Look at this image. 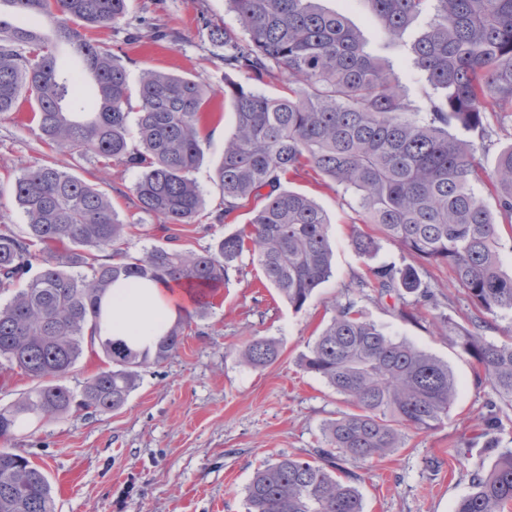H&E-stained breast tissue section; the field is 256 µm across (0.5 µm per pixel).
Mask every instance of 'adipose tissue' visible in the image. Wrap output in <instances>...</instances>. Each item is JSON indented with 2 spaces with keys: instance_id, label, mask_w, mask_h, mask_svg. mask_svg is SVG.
Instances as JSON below:
<instances>
[{
  "instance_id": "obj_1",
  "label": "adipose tissue",
  "mask_w": 512,
  "mask_h": 512,
  "mask_svg": "<svg viewBox=\"0 0 512 512\" xmlns=\"http://www.w3.org/2000/svg\"><path fill=\"white\" fill-rule=\"evenodd\" d=\"M104 307L113 337L138 348L153 345L178 315L169 290L158 281L117 284Z\"/></svg>"
}]
</instances>
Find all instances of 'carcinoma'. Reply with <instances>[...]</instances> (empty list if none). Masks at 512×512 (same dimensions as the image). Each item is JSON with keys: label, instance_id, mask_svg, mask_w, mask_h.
Returning a JSON list of instances; mask_svg holds the SVG:
<instances>
[{"label": "carcinoma", "instance_id": "1", "mask_svg": "<svg viewBox=\"0 0 512 512\" xmlns=\"http://www.w3.org/2000/svg\"><path fill=\"white\" fill-rule=\"evenodd\" d=\"M28 18L15 25L0 15V113L13 110L22 91L34 100L33 119L45 143L63 155L110 161L138 172L137 209L161 224H195L205 207L193 172L204 156L202 126L220 118L216 92L199 78L145 69L131 90L126 68L81 30L114 25L128 0H0ZM385 46L430 15L408 66L421 82L410 97L401 74L384 56L366 50L345 16L318 0H226L242 35L210 24L224 45V77L235 128L224 140L214 181L227 221L253 199L260 203L244 227L201 250L125 247L130 221L110 197L52 166H28L12 196L26 224L17 233L0 225V359L35 385L0 407V439L26 424L73 409L107 414L121 409L140 382L139 369L166 361L186 327L203 318L210 291L224 284L247 253L266 282L300 311L332 274L329 218L306 194L284 187L304 168L351 196L360 220L412 259L372 271L307 346L301 366L322 378L354 408L322 427L324 447L303 460L291 455L256 469L245 488L247 512H364L363 495L342 478L348 461L383 458L402 446L405 432L427 433L450 418L455 377L414 344L387 335L357 306L368 287L410 306L436 310L439 301L415 262L444 264L472 305L469 326L433 316L454 331L474 359L493 397L479 414L487 448L498 447L502 407L512 409V340H487L485 315H512V273L501 268L496 224H512V146L487 173L481 147L512 118V0H363ZM68 42L84 70L58 68L43 21ZM278 76L275 96L251 82ZM487 180L495 209L474 185ZM369 256L378 241L353 239ZM109 249L107 258L99 253ZM160 280L189 293L194 310L179 317L153 347L137 349L102 333L101 303L118 281ZM106 368L74 390L61 379L86 349ZM278 344L254 338L242 364L262 369L279 357ZM512 503V449L473 477L455 512H504ZM0 512H54L51 484L27 457L0 449Z\"/></svg>", "mask_w": 512, "mask_h": 512}]
</instances>
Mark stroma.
I'll return each mask as SVG.
<instances>
[{"mask_svg":"<svg viewBox=\"0 0 512 512\" xmlns=\"http://www.w3.org/2000/svg\"><path fill=\"white\" fill-rule=\"evenodd\" d=\"M322 8L344 14L371 51L385 52L403 65L421 33L409 26L401 45L385 49L377 22L361 0H320ZM238 31L225 0H129L125 17L85 36L119 58L130 83L151 68L200 77L214 90L224 87V48L213 41L209 21ZM161 31L157 42L140 34ZM220 120L202 135L208 141L194 177L206 198L195 224H160L140 218L133 186L135 171L111 166L100 177L92 159L65 156L42 143L31 104L20 97L14 111L0 114V224L20 229L24 218L10 191L22 165L66 167L81 179L101 182L121 216L135 218L131 249L145 242L200 250L247 224L249 208L231 223L215 221L222 196L212 177L224 140L234 129L228 102H220ZM288 189L311 197L330 220L333 275L301 311H294L273 288L264 287L258 264L243 257L229 281L215 292L208 315L193 320L178 351L160 365L141 371V380L118 411L88 415L74 411L41 422L5 441L26 455L48 477L55 512H246L245 487L254 471L279 455L308 458L319 447L322 425L343 411V397L320 378L305 372L300 357L335 313L357 279H371L372 268L400 265L408 255L381 241L372 256H361L352 240L371 232L362 223L350 196L328 179L304 170L287 181ZM423 276L450 296L444 312L466 324L472 307L456 289L447 266L422 263ZM393 299L363 298L366 320L389 335L407 340L446 361L457 381V396L447 424L425 434H408L401 448L382 459L346 463L356 475L365 512H454L469 493L474 473L490 468L500 450L512 448V409L502 415L498 445L484 447L477 414L490 389L478 384L473 359L455 333H433L431 308L416 319H402ZM255 337L277 342L280 356L264 369L244 366L239 353Z\"/></svg>","mask_w":512,"mask_h":512,"instance_id":"1","label":"stroma"}]
</instances>
